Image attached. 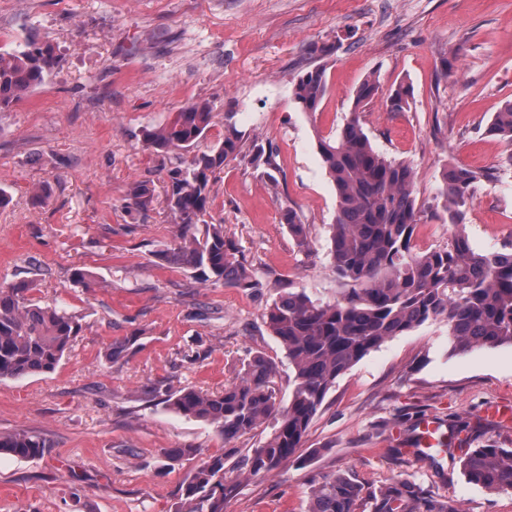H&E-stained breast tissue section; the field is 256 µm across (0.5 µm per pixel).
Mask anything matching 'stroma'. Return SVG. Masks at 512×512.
<instances>
[{
    "instance_id": "stroma-1",
    "label": "stroma",
    "mask_w": 512,
    "mask_h": 512,
    "mask_svg": "<svg viewBox=\"0 0 512 512\" xmlns=\"http://www.w3.org/2000/svg\"><path fill=\"white\" fill-rule=\"evenodd\" d=\"M31 42L56 62L0 112V285L30 281L31 298L65 306L81 330L55 371L0 381V432L49 444L41 458L0 456V512H177L191 463L173 449L206 458L264 443L270 425L228 443L144 386L220 391L261 353L279 366L277 402L287 406L291 371L265 314L288 287L323 302L338 295L337 198L318 141L339 134L368 76L380 89L363 128L378 152L414 169L415 238L447 245L453 228L429 208L446 169L464 166L492 175L467 210L473 249L512 250V142L487 132L512 102V0H0V52ZM316 67L328 93L310 115L292 88ZM402 83L413 97L390 111ZM192 102L214 114L205 145L223 140L228 112L243 133L238 157L212 180L207 220L223 225L258 287L205 283L156 256L176 231L165 189L177 161L144 136ZM257 143L274 149V178L251 161ZM139 178L155 182L145 213L125 207ZM45 183L51 195L36 202ZM288 208L305 242L282 223ZM78 267L90 287L73 282ZM126 336L136 339L128 357L106 359ZM447 344V325L433 322L370 352L337 379L299 460L264 478L228 473L236 490L224 512H306L311 486L347 471L372 490L410 479L460 512H512V492L470 484L456 467L436 474L403 452L425 417L466 421L475 443L512 448V426L484 418L512 403V347L451 357Z\"/></svg>"
}]
</instances>
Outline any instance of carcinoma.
Wrapping results in <instances>:
<instances>
[{
    "label": "carcinoma",
    "mask_w": 512,
    "mask_h": 512,
    "mask_svg": "<svg viewBox=\"0 0 512 512\" xmlns=\"http://www.w3.org/2000/svg\"><path fill=\"white\" fill-rule=\"evenodd\" d=\"M55 63L51 49L32 46L18 54H0V112L40 85ZM325 70L301 75L293 96L301 111L317 112L327 94ZM379 92L375 78L358 87L354 107L340 133L321 138L318 148L337 195L331 225L330 259L343 288L332 302L290 288L268 308L266 324L288 359L292 389L288 406L277 405L274 379L278 365L259 353L242 364L237 378L219 392L167 386L164 404L176 414L214 427L224 440L251 433L267 419L272 432L258 448H250L232 469L248 477H267L295 458L314 416L336 380L387 340L427 322L448 325V355L478 348L512 347V252L481 254L464 231L448 245L415 252L412 238L420 210L414 196L415 173L404 161L379 153L364 132L361 105ZM411 86L402 84L388 99L390 110L409 104ZM213 112L193 102L168 123L146 133L154 151L168 155L190 151L206 136ZM224 140L193 154L169 171L167 207L178 226L174 243L158 251L162 262L189 271L204 282L254 288L251 270L235 259L224 227L205 219L215 172L237 158L241 134L225 117ZM488 132L512 142V103L494 113ZM488 172L453 166L443 176L434 211L450 224H464L473 203L470 188L489 180ZM155 200L151 180H135L128 208L148 211ZM288 231L301 243L306 225L293 209L283 212ZM30 284L0 287V380L54 371L80 332L67 309L42 306L29 298ZM135 337L114 341L107 357H123ZM436 448L418 457L443 474L437 456L459 461L466 480L489 491H512V448L486 444L478 448ZM48 444L25 430L0 434V453L20 459L45 454ZM224 456H210L192 467L182 485L178 512H224V500L235 485L226 481ZM459 512L447 500L428 493L414 481L395 479L369 491L355 473H334L313 487L308 512Z\"/></svg>",
    "instance_id": "cac0c4a2"
}]
</instances>
